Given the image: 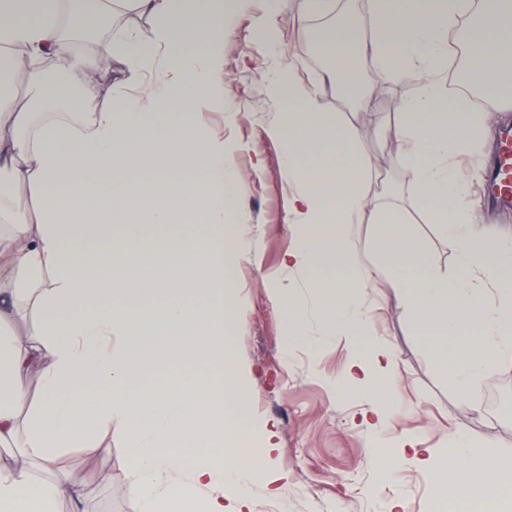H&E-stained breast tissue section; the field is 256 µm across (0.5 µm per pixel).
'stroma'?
Returning <instances> with one entry per match:
<instances>
[{"instance_id": "1", "label": "stroma", "mask_w": 512, "mask_h": 512, "mask_svg": "<svg viewBox=\"0 0 512 512\" xmlns=\"http://www.w3.org/2000/svg\"><path fill=\"white\" fill-rule=\"evenodd\" d=\"M238 22L224 33V102L203 110L201 131L224 145V160L239 174L243 193L237 202L242 225L237 256L228 258L225 273L240 316L230 322L244 369L245 435L256 440L261 424L276 431L277 448L267 470H285L287 487L276 496L256 476L250 512H384L399 498L403 512H428L438 487L437 458L448 446L449 433L463 428L476 443L493 441L498 459H512V362L486 372L469 394H460L452 379L436 369L430 342L411 327L408 309L394 299L385 281L367 289L371 308L367 331L339 336L327 330L317 297L315 272L284 261L299 231L290 211L293 193L283 164V151L271 131L287 111L264 85L272 64L289 65L307 87L318 93L323 111L340 113L356 132V150L368 172L364 185L371 208L398 211L411 235L425 248V264L452 278L456 254L448 249L433 220L434 206L418 193L410 168L402 163L403 145L387 129L399 119L402 101L418 94L421 75L409 70L378 87L368 111H356L351 93L337 91L325 79L326 69L310 51L313 33L331 24L335 15L355 16L360 40L370 36V0H333L331 13L307 20L298 16V0H279L269 13L267 0H240ZM273 24L277 49L266 56L253 41L254 30ZM490 136L485 143L497 154L500 132L512 126V95L482 94ZM299 301L304 315L305 342L287 346L277 290ZM374 341L388 342L399 362L397 394L409 407L396 413L389 441L373 447L362 422L376 402L371 384L338 389L353 353ZM421 431L435 462L388 466L387 454L403 436ZM72 479L89 467L99 472L83 503L84 512H134L126 477L131 462L120 435L112 437V454L89 448L69 454Z\"/></svg>"}]
</instances>
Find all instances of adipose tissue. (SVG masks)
I'll return each mask as SVG.
<instances>
[{"mask_svg":"<svg viewBox=\"0 0 512 512\" xmlns=\"http://www.w3.org/2000/svg\"><path fill=\"white\" fill-rule=\"evenodd\" d=\"M471 7V0H372L368 42L334 28L312 36L330 82L340 83L362 52L378 79L409 68L420 73V94L389 133L405 144L402 159L419 194L438 205V229L458 258L454 278L426 270L399 213L367 210L354 130L323 113L317 92L288 67L270 79L275 97L288 104L273 136L300 219L288 265L322 272L326 322L346 335L365 332L366 290L373 278L387 279L418 335L432 339L436 368L463 391L512 360V242L479 238L452 163L486 136L482 113L448 92V32ZM477 7L483 21L470 35L475 50L456 78L464 84L476 75L496 89L512 58V0ZM36 10L28 21L0 9V57L26 74L25 104L0 90V323L33 320L24 341L0 330V447L22 443L46 477L0 468V512H57L64 494L81 502L87 484L67 479L68 451L111 454L116 432L132 461L127 487L135 512H224L223 486L247 507L256 470L275 445L237 446L241 425L226 415L229 401L242 399L237 346L224 333L239 315L224 289V256L238 242L230 213L241 185L223 145L196 125L203 106L224 100V30L236 0H49ZM115 12L156 20L149 39L125 34L116 42L140 78L118 107L93 95L99 62L77 52L71 38ZM49 59L80 90L81 111L35 116L34 105L50 103L56 85L44 66ZM130 139L131 158L120 150ZM23 189L40 202L20 213L14 200ZM198 221L207 232L171 230ZM360 224L377 227L376 257L356 243ZM186 295L200 305L183 303ZM42 360L39 400L21 412L23 377ZM195 361L218 369L220 381L203 387L186 369ZM149 365L183 371L171 384L137 385ZM398 368L392 349L377 341L349 361L345 384L375 376L385 386L383 403L371 410L373 429L394 411ZM220 446L227 452L219 463L210 451ZM186 448L192 457L183 456ZM442 467L438 490L448 501H464L467 512H512L507 499L491 508L486 491L505 467L466 430L450 436ZM175 471L186 474L177 486Z\"/></svg>","mask_w":512,"mask_h":512,"instance_id":"1","label":"adipose tissue"}]
</instances>
